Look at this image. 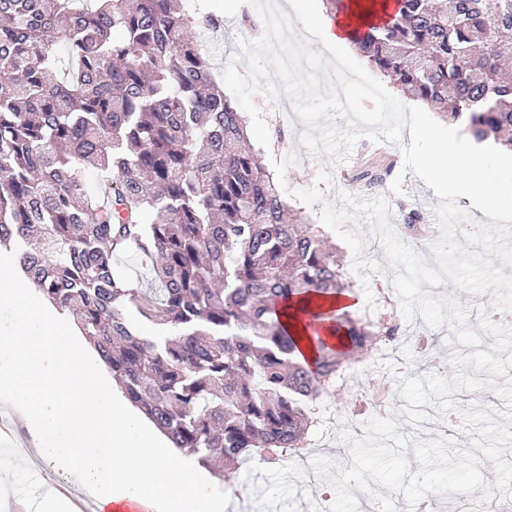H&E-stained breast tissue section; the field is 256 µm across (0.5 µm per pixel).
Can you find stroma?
<instances>
[{"label":"stroma","instance_id":"35a3bbf8","mask_svg":"<svg viewBox=\"0 0 512 512\" xmlns=\"http://www.w3.org/2000/svg\"><path fill=\"white\" fill-rule=\"evenodd\" d=\"M253 12L252 6H242L240 15L225 19L223 28L212 35L211 58L216 70H223L227 61L238 53L239 41H254L262 36V28H250L242 23L243 15ZM281 128V134L272 135L269 149L263 152L265 163H272L290 151H297L299 162L287 169L285 184L291 190L312 187L322 166L321 161L301 147L299 139L303 133L302 127L287 120ZM402 165V154L397 147L361 140L354 148L352 158L332 166V182L324 186L323 193L330 199L340 190L357 193L359 175L378 171L384 173L387 180L380 192L387 196L393 210L389 218L391 224H399L398 210L404 203L420 210L426 224H433V208L438 205L439 199L421 179L410 173L404 174L403 193H391L388 183L397 174H402ZM28 440L26 430L19 425L0 432V512H16L19 506L35 501L48 487L42 479L47 471L46 466L38 463L19 466L14 462ZM317 454L327 456L340 465L349 462L336 444L317 442L312 445L307 457L288 460L282 466L245 463L232 475L235 495H227L225 485L216 487L218 493L227 496L224 512H268L273 504L281 505L282 512H302L305 505L314 504V492L322 486L309 464L310 457Z\"/></svg>","mask_w":512,"mask_h":512}]
</instances>
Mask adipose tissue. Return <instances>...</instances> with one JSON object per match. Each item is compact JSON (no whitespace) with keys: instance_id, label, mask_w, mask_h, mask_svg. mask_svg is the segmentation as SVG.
<instances>
[{"instance_id":"obj_1","label":"adipose tissue","mask_w":512,"mask_h":512,"mask_svg":"<svg viewBox=\"0 0 512 512\" xmlns=\"http://www.w3.org/2000/svg\"><path fill=\"white\" fill-rule=\"evenodd\" d=\"M347 16L322 15L320 40L344 51L352 24L384 20L388 0H352ZM0 252V404L17 412L37 460L78 474L95 512L120 504L147 512H224L201 471L173 458L167 442L115 390L69 312L41 304Z\"/></svg>"}]
</instances>
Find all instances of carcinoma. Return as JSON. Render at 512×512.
<instances>
[{"instance_id": "cac0c4a2", "label": "carcinoma", "mask_w": 512, "mask_h": 512, "mask_svg": "<svg viewBox=\"0 0 512 512\" xmlns=\"http://www.w3.org/2000/svg\"><path fill=\"white\" fill-rule=\"evenodd\" d=\"M221 25L178 0H0V246L174 447L238 468L299 455L350 353L397 342L400 324L333 307L352 284L320 229L285 219L201 43ZM350 39L402 92L512 152V0H397ZM90 172L106 179L90 188ZM297 307L347 347L321 340L307 358Z\"/></svg>"}]
</instances>
